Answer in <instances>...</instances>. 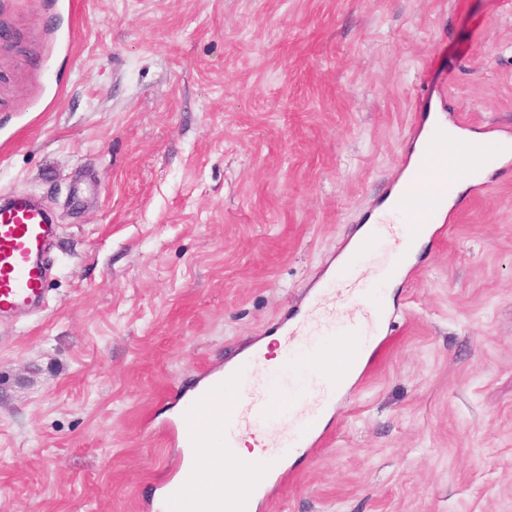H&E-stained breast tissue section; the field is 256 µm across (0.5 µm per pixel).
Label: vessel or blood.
<instances>
[{
  "label": "vessel or blood",
  "mask_w": 512,
  "mask_h": 512,
  "mask_svg": "<svg viewBox=\"0 0 512 512\" xmlns=\"http://www.w3.org/2000/svg\"><path fill=\"white\" fill-rule=\"evenodd\" d=\"M447 195L446 187L429 188L422 181L411 180L397 190L395 204L404 222L435 225L446 207ZM50 228L47 215L26 196H11L7 203L0 205L1 315L29 309L44 300L46 273L35 258L45 249ZM252 364L248 358L232 372L224 374L217 368L209 371L198 390L182 400L181 413L170 431L187 454L182 457L174 477L162 488L160 497L168 504L186 499L191 492L189 478L199 462L196 446L202 434L214 437L215 453L226 456L239 430L283 417L288 421L285 446L318 447L320 439L314 434L318 423L315 407L301 393L282 401L268 384L250 379ZM233 389L251 390V399L245 406L224 408V393ZM208 408L213 414L205 422L201 416Z\"/></svg>",
  "instance_id": "obj_1"
}]
</instances>
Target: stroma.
Instances as JSON below:
<instances>
[{
    "label": "stroma",
    "instance_id": "obj_1",
    "mask_svg": "<svg viewBox=\"0 0 512 512\" xmlns=\"http://www.w3.org/2000/svg\"><path fill=\"white\" fill-rule=\"evenodd\" d=\"M0 196L54 218L0 318V512H149L170 394L274 334L382 202L423 93L512 139V0H0ZM394 290L256 512H512V161Z\"/></svg>",
    "mask_w": 512,
    "mask_h": 512
}]
</instances>
